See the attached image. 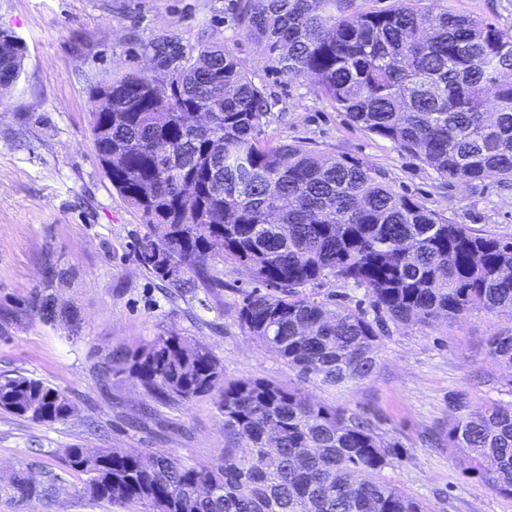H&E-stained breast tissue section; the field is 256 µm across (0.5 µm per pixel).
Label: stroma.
Returning a JSON list of instances; mask_svg holds the SVG:
<instances>
[{
	"mask_svg": "<svg viewBox=\"0 0 512 512\" xmlns=\"http://www.w3.org/2000/svg\"><path fill=\"white\" fill-rule=\"evenodd\" d=\"M512 33V0H415ZM26 47L17 82L0 91V374H24L66 392L73 413L37 423L0 412V512H42L6 489L27 472L55 480L57 512H112L83 494L84 474L67 466L75 446L158 452L199 465L224 451V417L212 398L165 406L117 374L97 379L99 363L158 336L207 345L228 380L298 382L288 365L242 331L237 310L255 283L239 265L213 264L218 293H169L137 261L146 228L100 167L90 132L89 93L98 82L137 73L158 39L187 51L222 40L266 89L274 105L264 125L270 144H300L372 167L394 190L414 195L449 220L512 238V184L447 182L391 142L337 112L314 80L290 79L238 28L235 0H0V30ZM68 270L58 289L78 325L30 316L28 305L47 264ZM512 320L487 313L429 325H389L373 375L335 387L300 382L313 401L371 419L396 456L384 475L426 512H512V497L467 477L433 434L447 431L462 393L469 408L512 401L507 370L487 340Z\"/></svg>",
	"mask_w": 512,
	"mask_h": 512,
	"instance_id": "35a3bbf8",
	"label": "stroma"
}]
</instances>
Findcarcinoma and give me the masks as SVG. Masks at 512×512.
<instances>
[{
	"label": "carcinoma",
	"mask_w": 512,
	"mask_h": 512,
	"mask_svg": "<svg viewBox=\"0 0 512 512\" xmlns=\"http://www.w3.org/2000/svg\"><path fill=\"white\" fill-rule=\"evenodd\" d=\"M239 27L290 78H314L338 112L415 156L440 177L512 183V35L413 0L346 13L338 0H239ZM166 78L128 73L97 83L91 135L112 152V187L147 232L138 260L172 287L189 274L217 290L209 262L246 269L242 331L300 380L336 386L369 378L386 320L405 325L486 312L512 319V239L475 233L380 181L368 165L263 138L271 104L221 42L185 54L150 46ZM26 50L0 31V85L19 78ZM329 277L365 289L373 319L336 312L312 291ZM67 274L45 267L31 312L69 316L48 290ZM512 369V332L488 340ZM98 372L123 373L152 400L214 398L224 455L189 466L161 453L67 448L87 476L85 495L150 512H424L384 479L395 445L363 417L307 398L298 386L224 379L204 344L158 336ZM448 421V449L466 474L512 496V402ZM0 410L37 422L67 420L69 397L22 374L0 376ZM55 480L17 475L10 495L55 505Z\"/></svg>",
	"instance_id": "cac0c4a2"
}]
</instances>
